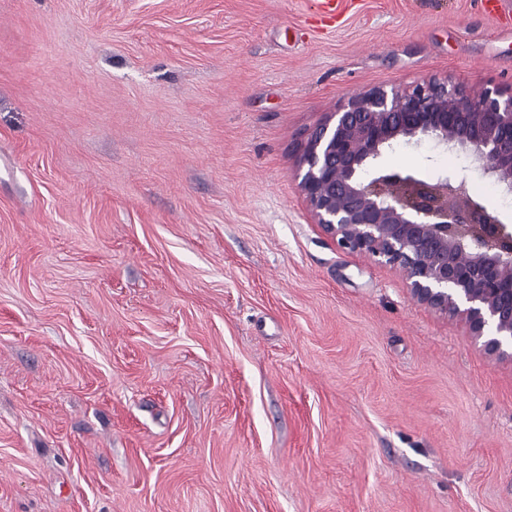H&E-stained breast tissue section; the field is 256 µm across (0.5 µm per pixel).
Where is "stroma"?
I'll return each mask as SVG.
<instances>
[{
  "instance_id": "1",
  "label": "stroma",
  "mask_w": 512,
  "mask_h": 512,
  "mask_svg": "<svg viewBox=\"0 0 512 512\" xmlns=\"http://www.w3.org/2000/svg\"><path fill=\"white\" fill-rule=\"evenodd\" d=\"M512 85L480 0H0V512H512V357L295 177L351 94ZM381 166L486 179L432 140Z\"/></svg>"
}]
</instances>
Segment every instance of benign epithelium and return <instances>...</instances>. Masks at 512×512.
Returning a JSON list of instances; mask_svg holds the SVG:
<instances>
[{
	"label": "benign epithelium",
	"mask_w": 512,
	"mask_h": 512,
	"mask_svg": "<svg viewBox=\"0 0 512 512\" xmlns=\"http://www.w3.org/2000/svg\"><path fill=\"white\" fill-rule=\"evenodd\" d=\"M433 139L471 155L512 194V87L449 76L350 96L307 139L299 186L315 223L348 252L399 268L412 296L460 316L492 354L512 347V228L462 195L453 174L426 181L376 170L395 145Z\"/></svg>",
	"instance_id": "obj_1"
}]
</instances>
